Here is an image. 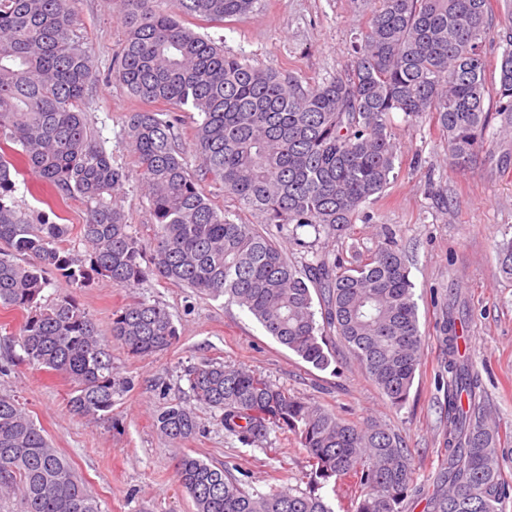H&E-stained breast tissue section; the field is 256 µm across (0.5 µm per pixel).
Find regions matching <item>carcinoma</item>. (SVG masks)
Instances as JSON below:
<instances>
[{
	"label": "carcinoma",
	"mask_w": 512,
	"mask_h": 512,
	"mask_svg": "<svg viewBox=\"0 0 512 512\" xmlns=\"http://www.w3.org/2000/svg\"><path fill=\"white\" fill-rule=\"evenodd\" d=\"M121 2L127 36L113 73L146 105L131 114L127 138L158 225L147 246L108 200L128 174L92 138L81 109L93 69L73 38L77 0H0V310L21 314L20 362L70 381V413L111 416L112 397L130 383L112 375L109 342L134 358L166 351L179 339L171 315L157 303L126 304L112 312L105 337L73 293L38 298L53 276L70 288L94 275L124 288L154 275L246 309L320 371L336 359L327 341L336 333L391 404L403 405L422 336L402 252L387 240L349 266L320 259L299 267L253 225L217 210L204 185L223 184L262 224L339 237L390 183L398 151L391 113L429 115L446 133L454 165L468 167L489 142L482 43L491 0H372L351 67L306 88L286 71L225 55L223 45L184 24L187 17L237 21L258 0H175L176 13L162 0ZM509 45L494 97L497 114L512 122V36ZM154 104L201 117L192 135L197 169L184 163L173 123ZM24 174L52 201L85 204L86 253L65 247L70 229L54 220L53 205L32 217L15 208V177ZM498 260L512 276V240L499 245ZM464 327L448 307V467L428 495L400 434L290 396L255 371L215 359L186 368L194 397L221 412L228 434L252 445L272 430L289 431L309 466L305 491L250 493L230 468L182 448L201 423L193 409L171 402L154 425L181 446L174 473L194 512H334L323 490L338 482L360 489L354 512H407L411 491L426 496L428 512H504L512 490L501 475L498 429L475 402ZM2 491L19 496L22 512H101L26 408L0 392Z\"/></svg>",
	"instance_id": "obj_1"
}]
</instances>
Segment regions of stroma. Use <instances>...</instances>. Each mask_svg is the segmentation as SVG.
<instances>
[{"mask_svg":"<svg viewBox=\"0 0 512 512\" xmlns=\"http://www.w3.org/2000/svg\"><path fill=\"white\" fill-rule=\"evenodd\" d=\"M257 15L226 26L205 28L223 41L226 54L242 62L285 70L302 85L322 83L344 73L361 37L370 0H260ZM491 33L484 42L490 65H498L512 34V0H493ZM75 35L88 51L96 80L82 109L95 140L126 167L128 179L112 201L128 217L129 231L148 242L155 226L139 173L125 139L130 113L142 110L112 74L126 30L114 0H78ZM485 108L492 119L490 154L469 169L452 167L448 139L428 116H390L399 146L394 176L342 237L262 225L291 263L320 258L353 261L366 257L385 236L404 254L415 285L421 362L409 398L394 406L368 378L354 356L337 345L336 361L320 371L276 340L245 309L151 276L132 288L100 279L76 289L81 305L107 327L114 310L134 302L167 308L180 333L173 348L146 358L112 349V371L128 379L129 391L114 395L111 417L90 423L71 415L65 399L69 381L18 361L15 337L19 312L0 310V391H14L30 415L75 465L98 497L103 512H193L191 498L174 479L176 449L157 431L155 414L172 401L194 408L203 431L190 441L197 456L235 465L249 491L269 492L280 466L292 472L290 486L307 469V454L290 433L271 431L262 442L245 445L225 433L219 411L195 401L183 376L186 367L206 359L256 371L289 395L320 403L354 421H374L400 433L410 448L416 481H436L446 455L448 352L443 325L449 300L463 305L466 346L479 380L478 400L500 432L502 477L512 485V277L499 268L496 248L512 238V127L496 115L493 97Z\"/></svg>","mask_w":512,"mask_h":512,"instance_id":"1","label":"stroma"}]
</instances>
